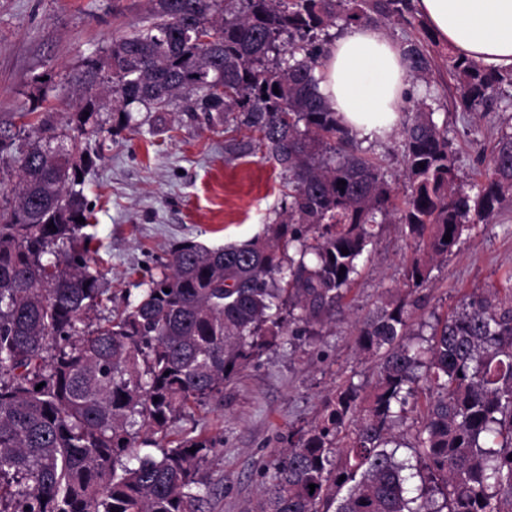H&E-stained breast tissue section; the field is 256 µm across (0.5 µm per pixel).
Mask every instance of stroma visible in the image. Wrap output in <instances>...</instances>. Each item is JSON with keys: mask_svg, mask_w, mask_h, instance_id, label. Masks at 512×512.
Masks as SVG:
<instances>
[{"mask_svg": "<svg viewBox=\"0 0 512 512\" xmlns=\"http://www.w3.org/2000/svg\"><path fill=\"white\" fill-rule=\"evenodd\" d=\"M149 9L150 0H0V122L17 123L19 113L34 109L53 113L65 127L84 96L78 77L86 62L142 26ZM428 49L436 61L435 117L448 126L461 176L480 183L485 167L478 158L512 107L478 116L460 111L443 64L448 46L438 41ZM100 98L106 132L83 142L98 155L83 195L95 216L87 229L93 259L113 296L146 280L179 241L239 243L275 219L283 179L249 147L247 131L228 133L221 124L184 115L160 123L135 104L132 127L111 135L112 95ZM410 254L400 226L384 225L335 323L314 335L285 336L225 384L223 402L174 423L177 434L193 429L222 436L205 465L216 484L213 512H254L270 454L319 418L325 396L339 383L373 380L376 362L360 353L354 325L402 287ZM511 275L512 205L496 221L477 224L453 255L436 262L424 310L452 311L471 293L506 289Z\"/></svg>", "mask_w": 512, "mask_h": 512, "instance_id": "stroma-1", "label": "stroma"}]
</instances>
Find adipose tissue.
I'll list each match as a JSON object with an SVG mask.
<instances>
[{
	"mask_svg": "<svg viewBox=\"0 0 512 512\" xmlns=\"http://www.w3.org/2000/svg\"><path fill=\"white\" fill-rule=\"evenodd\" d=\"M437 40L489 70L512 68V0H415ZM318 92L347 123L371 136L391 128L413 95L398 44L376 26L336 37L316 71Z\"/></svg>",
	"mask_w": 512,
	"mask_h": 512,
	"instance_id": "ef3b65f1",
	"label": "adipose tissue"
}]
</instances>
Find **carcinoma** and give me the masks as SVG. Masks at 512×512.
I'll list each match as a JSON object with an SVG mask.
<instances>
[{
	"label": "carcinoma",
	"instance_id": "obj_1",
	"mask_svg": "<svg viewBox=\"0 0 512 512\" xmlns=\"http://www.w3.org/2000/svg\"><path fill=\"white\" fill-rule=\"evenodd\" d=\"M151 2L150 25L112 40L81 83L112 81L121 128L130 105L162 118L177 99L191 116L246 127L285 176L281 211L241 244H174L135 284L136 300L118 303L83 233L92 213L81 175L93 160L74 154L103 132L100 101L86 96L65 131L50 112L19 114L34 139L16 158V200L0 207V512H213L205 463L220 439L190 431L166 447L169 427L220 401L224 383L298 334L291 326L331 320L382 225H403L405 285L417 292L464 232L512 203V131L492 140L483 183L459 175L412 0ZM338 21L400 28L408 75L424 86L390 133L402 146L401 198L318 93ZM448 74L461 111H507L512 70L450 54ZM423 307L420 296L390 297L358 325L376 378L337 386L321 418L270 455L256 512H512V293L489 289L431 313L420 343ZM101 309L109 316L91 323ZM422 394L423 417L396 440Z\"/></svg>",
	"mask_w": 512,
	"mask_h": 512
}]
</instances>
